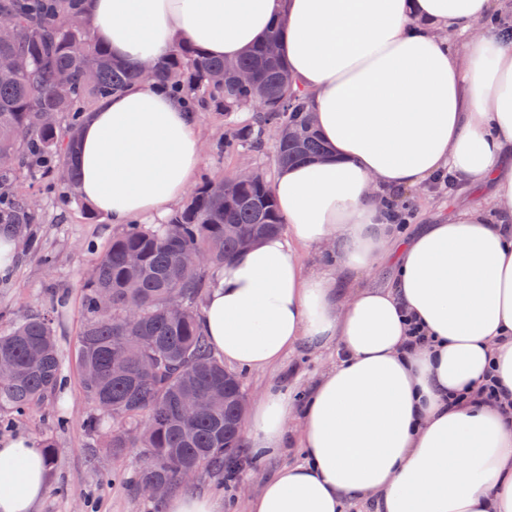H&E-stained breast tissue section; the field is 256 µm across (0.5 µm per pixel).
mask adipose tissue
I'll return each mask as SVG.
<instances>
[{
  "label": "adipose tissue",
  "mask_w": 512,
  "mask_h": 512,
  "mask_svg": "<svg viewBox=\"0 0 512 512\" xmlns=\"http://www.w3.org/2000/svg\"><path fill=\"white\" fill-rule=\"evenodd\" d=\"M506 0H87L115 58L160 64L178 41L233 60L283 21L280 52L315 114L324 155L279 168L285 233L227 262L200 314L214 352L268 367L298 343L340 357L301 406L267 390L255 453L299 420L301 463L267 480L250 512H512V422L452 406L494 369L512 394V42ZM203 161L199 119L135 81L86 112L81 200L110 223L163 216ZM490 187L484 205L402 235L388 208L443 174ZM335 272H305L300 248ZM387 287L358 282L385 255ZM436 345L407 350L411 324ZM48 484L31 439L0 440V512H37Z\"/></svg>",
  "instance_id": "1"
}]
</instances>
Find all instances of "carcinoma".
<instances>
[{"instance_id": "carcinoma-1", "label": "carcinoma", "mask_w": 512, "mask_h": 512, "mask_svg": "<svg viewBox=\"0 0 512 512\" xmlns=\"http://www.w3.org/2000/svg\"><path fill=\"white\" fill-rule=\"evenodd\" d=\"M0 16L15 27L12 41L0 42V69L23 64L14 79L0 81V153L14 158L12 167L0 169V235L7 238L25 237L39 219L31 196L14 191L17 177L32 171L34 158L58 157L61 163L43 174L61 198L76 194L72 157L80 118L137 80L161 84L193 112H250L263 98L251 121L224 138L227 153L263 151L270 124L285 133L304 131L299 141L285 136L272 146L277 166L325 152L306 92L282 58L266 56L267 44L279 40L280 21L266 42L236 61L181 42L145 74L94 40L85 0H0ZM236 70L252 72L253 84L238 83ZM219 71L224 83L210 82ZM64 80L71 89L60 96L56 85ZM283 224L265 174L245 183L226 175L197 187L164 224L125 225L97 259L85 285L86 321L78 337L83 397L94 410L86 427L98 431L112 423L108 447L114 456L139 449L144 465L138 486L164 482L172 491L187 469L222 474L243 456L241 381L212 354L198 303L208 273L239 254V239L280 233ZM60 383L49 318L26 317L0 329V410L21 412ZM194 393L227 400L183 418L179 403Z\"/></svg>"}]
</instances>
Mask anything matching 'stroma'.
I'll list each match as a JSON object with an SVG mask.
<instances>
[{"instance_id": "obj_1", "label": "stroma", "mask_w": 512, "mask_h": 512, "mask_svg": "<svg viewBox=\"0 0 512 512\" xmlns=\"http://www.w3.org/2000/svg\"><path fill=\"white\" fill-rule=\"evenodd\" d=\"M241 116L219 112L199 115L204 160L197 182H204L249 166L275 176L271 152L242 151L227 155L219 144ZM38 173L21 177L22 191L37 195L42 223L33 225L31 240L21 241L14 271L0 279V325L30 315H48L61 360L62 384L39 406L23 413L0 411V437L24 435L35 442L51 440L57 450L50 480L39 512H147L149 504L136 486L139 461L135 454L116 459L106 446V435L92 433L85 421L92 411L80 386L77 339L84 327V283L99 255L119 226L107 223L80 200L62 202L58 194L39 190ZM470 187L454 185L449 192H418L410 199L413 217L405 233L420 225L445 221L460 209L481 203ZM337 360L336 347L313 349L305 345L288 352L264 369L240 373L248 404H255L268 389L287 391L303 401L320 377ZM298 424L290 422L282 446L274 454L254 459L228 483L207 472L178 486V493L204 494L218 512H249L250 502L264 482L285 465L298 463Z\"/></svg>"}]
</instances>
